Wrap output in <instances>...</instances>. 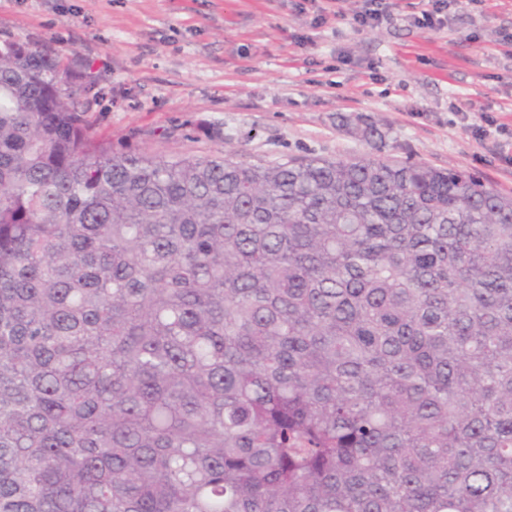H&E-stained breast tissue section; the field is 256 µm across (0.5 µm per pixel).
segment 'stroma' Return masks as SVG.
Returning a JSON list of instances; mask_svg holds the SVG:
<instances>
[{"mask_svg": "<svg viewBox=\"0 0 512 512\" xmlns=\"http://www.w3.org/2000/svg\"><path fill=\"white\" fill-rule=\"evenodd\" d=\"M0 0V39L45 44L96 75L88 114L118 150L411 160L512 194V0ZM489 116L507 127L480 139ZM387 136L367 140L353 118Z\"/></svg>", "mask_w": 512, "mask_h": 512, "instance_id": "obj_1", "label": "stroma"}]
</instances>
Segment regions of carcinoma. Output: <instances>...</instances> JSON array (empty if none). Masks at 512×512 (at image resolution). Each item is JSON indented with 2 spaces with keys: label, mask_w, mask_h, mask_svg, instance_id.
<instances>
[{
  "label": "carcinoma",
  "mask_w": 512,
  "mask_h": 512,
  "mask_svg": "<svg viewBox=\"0 0 512 512\" xmlns=\"http://www.w3.org/2000/svg\"><path fill=\"white\" fill-rule=\"evenodd\" d=\"M0 41V512H512V195L115 150Z\"/></svg>",
  "instance_id": "1"
}]
</instances>
